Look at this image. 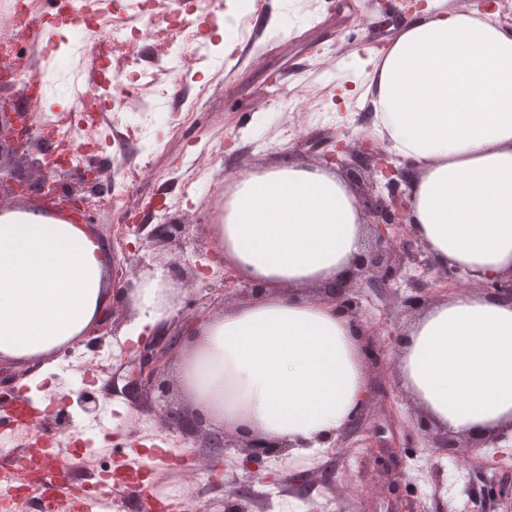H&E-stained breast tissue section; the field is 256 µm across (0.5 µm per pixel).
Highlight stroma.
Here are the masks:
<instances>
[{"mask_svg": "<svg viewBox=\"0 0 512 512\" xmlns=\"http://www.w3.org/2000/svg\"><path fill=\"white\" fill-rule=\"evenodd\" d=\"M264 2L251 16L256 32L234 36L231 51L223 50L211 24L203 32L202 50L189 62L142 43L141 72L167 85L155 111L110 109L117 88L101 89L108 107L98 117L94 158L103 167L102 183L125 192L127 210L136 214L142 232L116 238L112 229L124 212L107 205L94 208V229L108 246L112 270L108 328L71 346L69 353L57 354L49 392L24 386L38 364L0 365V433L15 435L19 455H26L25 427L10 408L11 396L22 387L35 409L65 404L63 413L39 421L44 433L62 443L60 455L69 462L60 476L64 484L98 476L103 463L95 450L106 446L116 461L135 450L149 456L145 472L155 491L183 487L209 504L211 512H222L227 495L240 486L254 493L253 512H321L328 498L335 500L338 512H397L402 505L408 512H499L501 500L512 493V441L465 449L462 462L435 449L418 428L423 412L401 385L396 349L386 351L383 359L367 360L366 401L314 464L266 458L256 479L240 450L214 454L204 437L165 430L156 418L163 402L189 405L178 376L190 337L180 336L169 353L164 373L168 394L154 388L131 399L112 386L114 377L126 376L124 362L137 347L127 326L138 316L131 294L143 280L166 279L172 318L223 312L228 267L214 252L212 227L224 221V192L233 179L286 162L321 168L338 143L359 140L378 144L395 166L409 162L377 132L366 93L394 32L411 15L403 0H292L287 12L282 0ZM56 34L58 50L41 62L40 70L47 82H55L57 62L66 59L70 98L61 102L45 93L30 103L19 89L11 94L38 117L66 116L76 125L81 121L80 74L84 61L94 56V45L76 46L69 26ZM300 87L314 94V111L293 106ZM198 90L204 96L193 120L183 124L179 135L170 134L184 94ZM159 224L183 225L181 239L141 247L142 234ZM412 296L434 304L453 293L435 273L411 265L405 278L390 287L362 286L363 323L388 342L389 331L406 329L414 320V313L400 304ZM87 392L96 397L98 414L84 410L81 399ZM314 470L322 480L294 483V476ZM268 474L274 482H265Z\"/></svg>", "mask_w": 512, "mask_h": 512, "instance_id": "obj_1", "label": "stroma"}]
</instances>
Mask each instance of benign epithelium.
Returning a JSON list of instances; mask_svg holds the SVG:
<instances>
[{"instance_id":"1","label":"benign epithelium","mask_w":512,"mask_h":512,"mask_svg":"<svg viewBox=\"0 0 512 512\" xmlns=\"http://www.w3.org/2000/svg\"><path fill=\"white\" fill-rule=\"evenodd\" d=\"M16 70L14 61L5 62L0 55L1 89L14 88ZM35 131V113L19 108L11 96L0 98V200L5 196L20 199L35 194L56 211L74 215L81 224L93 223L87 194L98 195L104 190L101 166L90 163L74 174L69 173L62 163L60 150L44 147L43 139L36 136ZM326 161L346 170L375 166L387 179L388 195L378 193L373 185L358 197L365 223L375 227L378 246L355 257L346 276L321 288L322 299L334 302L343 314L357 323L360 321V285L385 288L398 279L406 266L414 263L439 273L456 294L470 292L477 285L492 295L512 300V278L475 284L460 276L456 268L438 269L432 255L417 239L411 238L414 229L408 219L409 199L400 190V182L407 180L409 171L390 164L388 155L377 144L364 141L350 147L341 143L336 152L326 155ZM181 229L179 224H160L150 235L149 243L166 242ZM168 353L169 348L158 337H147L138 345L135 355L127 360V390L132 396L156 384L165 371ZM158 414L161 425L169 431L186 435L200 432L199 425L183 408L167 404L159 408ZM470 441L472 438L468 435H449L435 441L434 447L459 460L458 449L468 447ZM206 443L218 453L239 447L246 453L249 464L288 448L282 442L262 438L247 437L234 443L216 433L206 435ZM252 503L250 492L243 487L232 494V499L224 501V512H252Z\"/></svg>"}]
</instances>
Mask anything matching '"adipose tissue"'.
I'll return each mask as SVG.
<instances>
[{
	"label": "adipose tissue",
	"mask_w": 512,
	"mask_h": 512,
	"mask_svg": "<svg viewBox=\"0 0 512 512\" xmlns=\"http://www.w3.org/2000/svg\"><path fill=\"white\" fill-rule=\"evenodd\" d=\"M371 83L380 133L415 160L410 220L440 267L512 278V30L495 14L430 0L395 31ZM214 243L263 298L205 318L181 385L207 424L312 457L367 394L354 323L301 289L336 280L363 249L346 181L304 163L235 179ZM105 241L46 210L0 211V360L41 362L93 336L112 296ZM165 287L141 283L138 327L165 317ZM405 389L438 428L512 432V301L466 293L428 307L401 355Z\"/></svg>",
	"instance_id": "adipose-tissue-1"
}]
</instances>
